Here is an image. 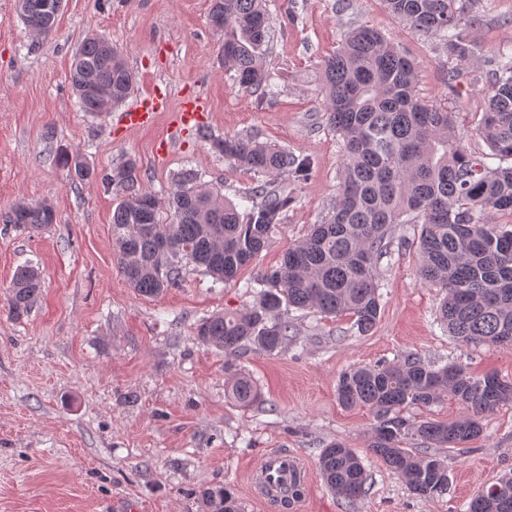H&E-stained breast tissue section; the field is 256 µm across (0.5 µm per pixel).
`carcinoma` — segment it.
Wrapping results in <instances>:
<instances>
[{
  "label": "carcinoma",
  "mask_w": 512,
  "mask_h": 512,
  "mask_svg": "<svg viewBox=\"0 0 512 512\" xmlns=\"http://www.w3.org/2000/svg\"><path fill=\"white\" fill-rule=\"evenodd\" d=\"M61 0H19L22 19L35 37L49 34ZM390 11L417 32L448 44L455 65L449 80L466 74L487 83V104L476 134L500 160H512V52L499 48L490 69L473 67L476 48L466 39L470 0H386ZM209 26L223 33L225 70L239 85L273 93L274 76L264 63L271 35L266 0H210ZM415 62L380 32L357 27L323 60L325 119L341 139L343 165L331 214L291 244L280 264L263 271L258 302L203 318L194 335L204 346L230 356L242 351L272 355L297 336L291 311L325 317L348 314L361 334L380 316V261L390 255L399 224H417L421 281L444 292L439 320L466 345L512 347V228L492 224V210L512 213V166L493 167L452 135L455 113L421 99ZM69 83L85 112H108L135 89L123 55L97 35L74 53ZM224 159L254 174L256 186L239 213L221 189L193 170L180 173L164 199L139 188V167L128 158L103 176L122 191L112 213V243L121 276L135 292L157 297L180 284L186 266L216 283L234 280L269 244L294 197L288 180L308 174L310 162L254 137L213 140ZM167 210L169 221L160 218ZM47 200L20 202L0 211V222L38 232L56 223ZM41 288L40 271L19 268L10 284L8 314H28ZM224 393L240 407L261 401L254 379L228 364ZM339 402L372 412L369 448L419 497L448 491V465L403 447H458L477 438L486 415L512 402V380L495 373L470 375L447 364L433 368L413 353L394 364L364 365L341 375ZM448 397L463 409L454 421H411L410 406L428 407ZM326 484L354 504L366 493L367 469L357 452L336 441L320 450ZM204 512H240L226 488L201 493ZM467 512H512V471L478 488Z\"/></svg>",
  "instance_id": "carcinoma-1"
}]
</instances>
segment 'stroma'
<instances>
[{"label": "stroma", "instance_id": "obj_1", "mask_svg": "<svg viewBox=\"0 0 512 512\" xmlns=\"http://www.w3.org/2000/svg\"><path fill=\"white\" fill-rule=\"evenodd\" d=\"M335 2L268 0L265 64L278 92L266 99L225 72L223 37L207 23L209 0H63L56 27L39 38L25 28L17 0H0V210L48 200L57 213L56 224L30 234L0 223V301L17 268L32 264L43 275L26 316L0 311V512H104L118 499L140 512H202L201 491L219 486L242 512H272L252 499L248 481L276 448L300 455L312 473L299 512H465L481 485L512 470V403L487 414L475 440L438 449L448 490L420 498L371 453L372 413L337 399L344 371L407 351L430 365L512 379V349L462 344L436 323L442 295L418 277L411 226L397 228L400 241L380 263L382 305L370 333L359 334L347 316L301 312L297 344L235 357L257 382L260 404L242 408L225 397L224 352L194 337L199 319L253 305L259 273L330 213L342 152L325 123L320 63L350 27H373L405 50L417 65L419 95L448 106L456 138L485 149L473 129L487 86L449 85L453 61L443 41L411 29L385 0H350L341 13ZM473 9L479 20L465 32L483 69L512 44V0H475ZM90 34L122 52L136 96L159 87L176 105L201 94L213 136L251 135L311 159L308 178L288 184L295 201L269 247L235 281L216 284L189 267L179 287L147 298L120 276L111 221L122 194L103 174L135 158L142 188L163 197L191 168L234 202L255 179L192 128L158 156L170 113L127 132L122 107L81 111L68 74ZM64 152L80 153L95 178H70L58 164ZM334 440L354 448L368 470L366 493L351 506L319 474L318 454Z\"/></svg>", "mask_w": 512, "mask_h": 512}]
</instances>
